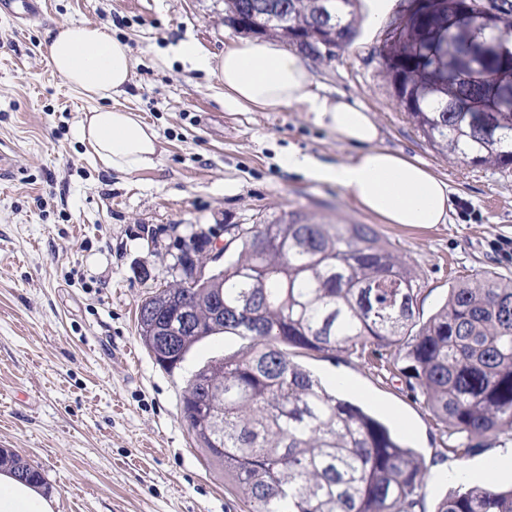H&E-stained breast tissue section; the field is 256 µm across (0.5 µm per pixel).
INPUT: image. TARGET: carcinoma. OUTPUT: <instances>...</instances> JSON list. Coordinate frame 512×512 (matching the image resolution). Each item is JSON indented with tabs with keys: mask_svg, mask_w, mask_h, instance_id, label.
<instances>
[{
	"mask_svg": "<svg viewBox=\"0 0 512 512\" xmlns=\"http://www.w3.org/2000/svg\"><path fill=\"white\" fill-rule=\"evenodd\" d=\"M354 0H234L237 19L306 56L349 44ZM478 0H440L400 11L379 49L380 75L408 118L440 153L466 165H512V94L479 104L512 77V55L476 54L472 43L512 50V17L469 25ZM224 265L209 285L190 279L156 289L138 306V335L165 368L201 340L246 344L187 380L180 415L206 458L231 478L251 512H425L426 467L388 426L294 361L288 348L355 354L398 372L443 425L448 452L512 433V279L493 271L460 278L420 321L418 274L371 224H316L291 211L277 224H227ZM207 262L196 242L185 270ZM186 306L193 326L174 317ZM45 484L42 472L0 448V471ZM436 512H512V487L462 485Z\"/></svg>",
	"mask_w": 512,
	"mask_h": 512,
	"instance_id": "cac0c4a2",
	"label": "carcinoma"
}]
</instances>
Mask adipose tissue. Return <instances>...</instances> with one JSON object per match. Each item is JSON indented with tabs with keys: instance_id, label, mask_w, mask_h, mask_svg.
<instances>
[{
	"instance_id": "1",
	"label": "adipose tissue",
	"mask_w": 512,
	"mask_h": 512,
	"mask_svg": "<svg viewBox=\"0 0 512 512\" xmlns=\"http://www.w3.org/2000/svg\"><path fill=\"white\" fill-rule=\"evenodd\" d=\"M173 54L223 86L225 111L294 107L305 112L313 125L359 149L353 160L336 163L291 151L282 159L286 169L336 186L362 210L386 223H447L454 188L418 161L380 147L379 129L370 112L345 97L321 92L297 50L257 38L213 55L195 41L185 40L174 47ZM48 56L67 84L96 103L77 128L93 163L121 174L155 167L154 128L114 103L131 77L129 45L100 26L63 24L51 35ZM0 512H53V507L39 486L0 472Z\"/></svg>"
}]
</instances>
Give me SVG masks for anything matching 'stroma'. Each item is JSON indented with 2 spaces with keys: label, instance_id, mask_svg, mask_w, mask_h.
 Returning a JSON list of instances; mask_svg holds the SVG:
<instances>
[{
  "label": "stroma",
  "instance_id": "stroma-1",
  "mask_svg": "<svg viewBox=\"0 0 512 512\" xmlns=\"http://www.w3.org/2000/svg\"><path fill=\"white\" fill-rule=\"evenodd\" d=\"M224 0H45L25 26L0 15V151L16 176L0 179V448L37 466L54 512H248L197 448L180 418L192 373L236 352V336L198 343L176 368L140 342L137 307L155 286L183 279L190 240L218 248L228 224H268L299 210L323 224H372L415 266L424 316L456 275L512 277V169L475 167L440 154L408 120L379 74L382 29L360 26L346 46L308 59L322 92L342 94L374 116L381 143L423 163L455 188L444 224H387L341 189L281 167L297 150L335 161L357 149L294 108L228 112L214 80L171 56L193 39L223 54L247 33L224 21ZM103 26L125 40L134 66L121 106L158 134L155 168L131 175L93 164L77 124L95 103L53 70L47 44L61 23ZM322 379L344 377L346 395L400 430L427 467L425 512L456 491L448 467L473 483L508 486L512 472L487 463L512 436L460 458L430 411L401 379L363 361L299 353Z\"/></svg>",
  "mask_w": 512,
  "mask_h": 512
}]
</instances>
